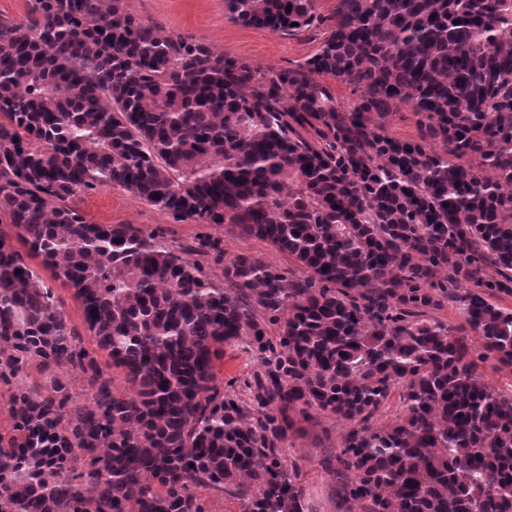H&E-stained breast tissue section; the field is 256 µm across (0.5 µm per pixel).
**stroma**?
<instances>
[{"instance_id": "stroma-1", "label": "stroma", "mask_w": 512, "mask_h": 512, "mask_svg": "<svg viewBox=\"0 0 512 512\" xmlns=\"http://www.w3.org/2000/svg\"><path fill=\"white\" fill-rule=\"evenodd\" d=\"M128 12L153 23L165 33L193 36L215 49L247 60L255 66L292 67L314 53L320 31L296 37L243 26L228 20L224 0H124ZM79 205L99 224H131L146 231H162L176 245H190L204 236L221 239L226 253L253 252L279 267L288 266L287 255L254 238L239 236L210 224L176 223L146 202L121 188L100 186L82 195ZM344 426L333 418L320 417L303 424L293 441L291 454L301 468V481L316 512H337L329 478L318 461L326 448L339 440Z\"/></svg>"}]
</instances>
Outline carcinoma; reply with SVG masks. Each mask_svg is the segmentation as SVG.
I'll list each match as a JSON object with an SVG mask.
<instances>
[{
  "label": "carcinoma",
  "mask_w": 512,
  "mask_h": 512,
  "mask_svg": "<svg viewBox=\"0 0 512 512\" xmlns=\"http://www.w3.org/2000/svg\"><path fill=\"white\" fill-rule=\"evenodd\" d=\"M224 9L323 38L262 70L123 0L0 19V512H313L290 447L318 415L345 425L319 460L337 512H512V393L478 374H512V0ZM401 105L415 138L388 129ZM97 186L292 267L98 224L78 205ZM195 251L224 256L223 279ZM446 303L459 326L431 315ZM236 345L260 369L228 393L216 363ZM31 265L39 272V274L45 279V281L52 287L55 288L56 293L65 304V309L69 314L70 321L73 325L78 327V329L83 334L85 340L88 342L89 340V332L86 330L85 325L83 323L82 310L80 304L73 297V293L67 287L61 285L59 281H54L51 278V275L48 271L43 270L40 266L36 264V261H30Z\"/></svg>",
  "instance_id": "1"
}]
</instances>
